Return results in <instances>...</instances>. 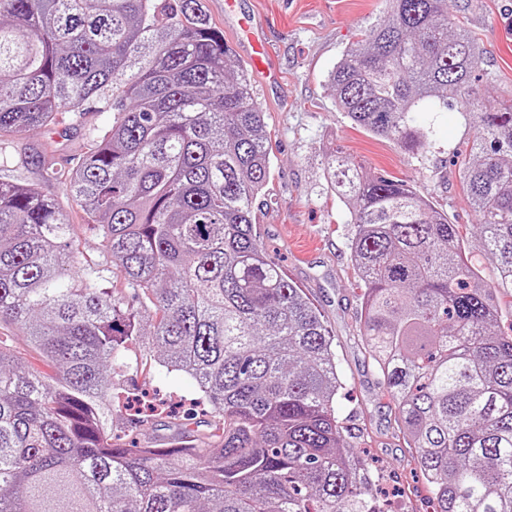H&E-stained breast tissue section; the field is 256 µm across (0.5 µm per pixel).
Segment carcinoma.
Here are the masks:
<instances>
[{
	"mask_svg": "<svg viewBox=\"0 0 512 512\" xmlns=\"http://www.w3.org/2000/svg\"><path fill=\"white\" fill-rule=\"evenodd\" d=\"M328 82L338 111L418 154L425 107L456 108L474 137L461 182L480 251L428 195L334 152L363 288L360 332L429 488L433 512H512V99L470 84L482 51L448 0H385ZM112 97L68 169L103 260L31 185L0 179V512H381L336 416L342 388L320 314L255 231L271 157L248 69L202 0H0V136L81 124ZM496 267L482 276L481 260ZM121 272L138 307L108 287ZM157 353L191 377L208 431L166 447L111 435L112 376ZM17 332L12 325L7 321H1L0 323V336H12V342L16 350L23 353L27 360L35 367L43 370L46 373L52 374L53 370L43 365L39 360L37 354L32 351L25 342H23L20 336H17Z\"/></svg>",
	"mask_w": 512,
	"mask_h": 512,
	"instance_id": "1",
	"label": "carcinoma"
}]
</instances>
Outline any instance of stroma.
<instances>
[{
  "label": "stroma",
  "mask_w": 512,
  "mask_h": 512,
  "mask_svg": "<svg viewBox=\"0 0 512 512\" xmlns=\"http://www.w3.org/2000/svg\"><path fill=\"white\" fill-rule=\"evenodd\" d=\"M212 25L223 32L243 65L253 50L240 22H248L266 47V60L279 78L253 74L255 98L265 113L272 146V176L255 211L257 232L269 256L301 288L333 335L343 381L336 414L349 432L353 454L374 453L375 477L384 490L382 512H431L428 487L397 422V410L382 395L379 376L359 332L358 277L350 259L347 206L324 192L323 161L339 149L375 174L407 182L427 192L434 206L459 225L463 239L477 247L476 217L463 189L455 153L467 148L472 132L456 111H422L417 121L431 127L426 152L410 154L394 141L351 126L338 112L327 83L345 48L363 27L376 23L383 0H203ZM451 11L478 40L480 79L472 92L481 100L512 98V0H451ZM106 100L86 106L82 125L69 113L58 116L53 130H33L0 138V151L13 159L4 172L10 180L31 184L55 200L74 224L79 248L90 261L102 258L100 238L90 229L80 203L46 174L47 166L68 168L86 152V131L111 126ZM119 387L146 393L186 408L197 387L186 374L152 365L128 373Z\"/></svg>",
  "instance_id": "35a3bbf8"
}]
</instances>
